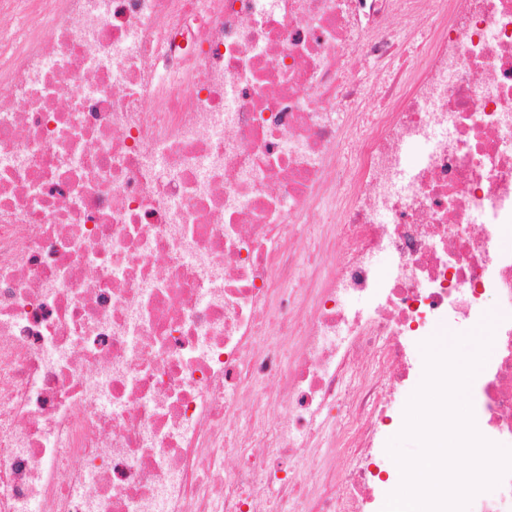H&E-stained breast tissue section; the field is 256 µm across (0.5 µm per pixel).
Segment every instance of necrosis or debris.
Wrapping results in <instances>:
<instances>
[{"instance_id": "4bbe7bcc", "label": "necrosis or debris", "mask_w": 512, "mask_h": 512, "mask_svg": "<svg viewBox=\"0 0 512 512\" xmlns=\"http://www.w3.org/2000/svg\"><path fill=\"white\" fill-rule=\"evenodd\" d=\"M509 229L512 0H0V512H372L489 316L511 444Z\"/></svg>"}]
</instances>
